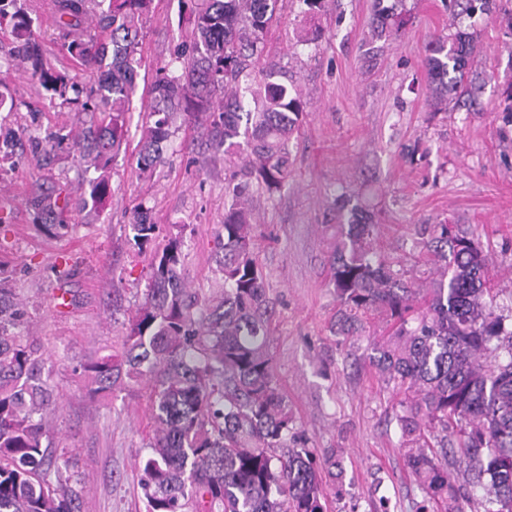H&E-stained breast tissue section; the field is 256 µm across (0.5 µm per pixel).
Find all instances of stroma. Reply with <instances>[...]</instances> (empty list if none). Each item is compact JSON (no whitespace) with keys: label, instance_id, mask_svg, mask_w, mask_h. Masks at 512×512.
<instances>
[{"label":"stroma","instance_id":"stroma-1","mask_svg":"<svg viewBox=\"0 0 512 512\" xmlns=\"http://www.w3.org/2000/svg\"><path fill=\"white\" fill-rule=\"evenodd\" d=\"M372 2L323 0L311 17L302 0H285L259 62L279 63L292 75L305 118L289 144L288 181L272 195L253 189L249 204L258 263L276 300L277 379L309 447L343 452V489L327 488L328 512H417L423 494L406 466L394 419L398 398L366 358L383 326L349 339L327 328L336 312L332 226L344 200L360 204L394 268L421 271L418 226L460 225L489 258L495 312L512 313V0L471 15L458 14L452 0H398L405 23L379 40L369 35ZM23 7L48 66L74 71L52 0H23ZM311 20L325 37L307 44L297 30ZM144 30L134 110L107 170L112 194L97 212L76 207L95 176L71 149L81 115L49 100L27 74L0 68V92L18 106L0 112V126L16 132L9 151L0 152V283L25 303L26 331L52 364V442L76 462L82 512H146L138 462L154 420L147 381H122L107 401L93 402L79 366L120 353L152 257L175 225L187 227L182 272L190 286L207 297L224 287L214 273V250L227 204L224 182L235 167L180 112L164 164L140 171L142 109L151 101L155 69L184 39L179 0H154ZM459 30L478 34V104L442 110L423 61L432 40ZM50 136L61 144L37 152L34 139ZM47 193L67 203L65 228L46 229L33 207V198ZM141 206L158 226L142 247L130 226Z\"/></svg>","mask_w":512,"mask_h":512}]
</instances>
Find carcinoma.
Returning <instances> with one entry per match:
<instances>
[{
	"label": "carcinoma",
	"mask_w": 512,
	"mask_h": 512,
	"mask_svg": "<svg viewBox=\"0 0 512 512\" xmlns=\"http://www.w3.org/2000/svg\"><path fill=\"white\" fill-rule=\"evenodd\" d=\"M189 34L156 70L141 126L139 165L162 162L175 110L211 128L224 156L239 161L225 182L230 204L218 233L215 274L224 291L207 300L182 275L184 225L176 226L151 263L144 300L129 319L123 351L82 366L87 396L102 401L122 376L151 383L156 424L140 461L147 512H326L324 478L336 477L340 450L308 448L273 366L274 302L255 253L249 192L270 193L290 174L289 143L304 113L288 72L262 67L242 93L243 74L278 23L282 0H180ZM373 0V32L382 37L402 19ZM153 0H54L62 47L95 75L45 65L21 0H0L19 64L78 112L92 116L73 148L99 172L78 208L96 210L111 192L103 171L126 132L138 69L142 22ZM477 36L457 31L429 46L424 69L438 104H474L470 77ZM222 97H217V94ZM35 209L63 222L64 208L45 197ZM157 225L134 215L143 246ZM376 225L356 205L337 224L331 279L338 309L334 336H356L372 319L393 331L371 346L369 364L402 394L396 420L407 466L430 501L455 506L457 487L484 492L483 512H512V329L492 310L489 259L456 224H422L417 245L439 262L437 277H408L375 247ZM27 311L0 286V512H80L70 485L73 458L52 450L48 417L54 387L42 348L23 335Z\"/></svg>",
	"instance_id": "cac0c4a2"
}]
</instances>
